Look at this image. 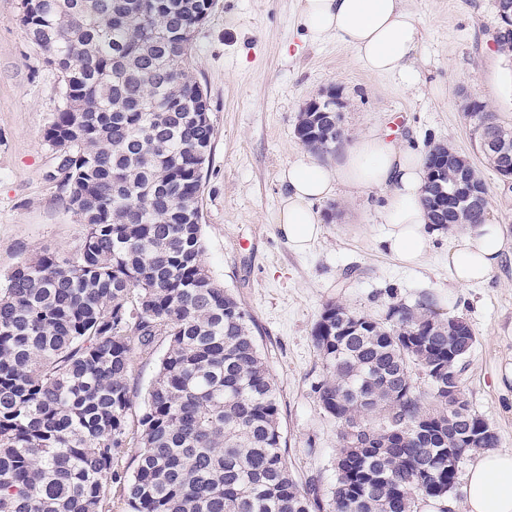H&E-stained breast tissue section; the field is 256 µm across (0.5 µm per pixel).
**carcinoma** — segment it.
Instances as JSON below:
<instances>
[{
  "label": "carcinoma",
  "instance_id": "obj_1",
  "mask_svg": "<svg viewBox=\"0 0 512 512\" xmlns=\"http://www.w3.org/2000/svg\"><path fill=\"white\" fill-rule=\"evenodd\" d=\"M213 0H22L19 23L61 84L43 138L67 155L58 187L85 225L65 257L21 261L0 284V512H421L456 488L485 419L464 398L466 359L424 298L385 318L325 306L312 336L318 404L336 424L335 479L288 471L273 374L254 321L203 261L202 172L213 124L190 68ZM336 100L298 113L308 149L336 150ZM448 209L429 222L476 227L481 181L438 159ZM166 343L129 428L138 357ZM458 398L448 401V387ZM138 448L131 472L116 469Z\"/></svg>",
  "mask_w": 512,
  "mask_h": 512
}]
</instances>
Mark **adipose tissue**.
<instances>
[{
	"label": "adipose tissue",
	"instance_id": "obj_1",
	"mask_svg": "<svg viewBox=\"0 0 512 512\" xmlns=\"http://www.w3.org/2000/svg\"><path fill=\"white\" fill-rule=\"evenodd\" d=\"M304 27L317 42L333 38L352 49L367 70L395 74L414 86L413 62L422 35L403 0H301ZM287 187L277 216L279 228L294 250L305 251L321 233L316 202L345 188L351 192L387 190L381 207L384 243L403 263L427 253L433 232L423 205L427 169L419 151L387 134L359 136L336 157L335 164L305 155L281 172ZM512 253V237L502 225L485 222L462 235L448 253L456 284L487 281ZM465 512H512V451L488 449L478 454L466 474Z\"/></svg>",
	"mask_w": 512,
	"mask_h": 512
}]
</instances>
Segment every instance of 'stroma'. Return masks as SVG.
<instances>
[{
  "mask_svg": "<svg viewBox=\"0 0 512 512\" xmlns=\"http://www.w3.org/2000/svg\"><path fill=\"white\" fill-rule=\"evenodd\" d=\"M422 29L419 83L365 69L330 39L311 41L300 0H214L195 33L193 74L207 90L214 125L203 169L204 262L254 320V334L279 389L290 474L329 487L336 427L313 388L322 375L312 330L326 304L384 318L389 304L429 298L441 316L466 318L476 337L465 397L512 451V383L494 373L512 363V258L480 285L461 287L448 252L462 228L439 230L425 258L407 266L383 245L386 193H338L316 205L322 234L295 252L276 222L279 174L304 155L294 135L307 103L335 92L345 139L372 130L418 151L443 142L470 155L488 190L489 216L512 233V182L474 154L462 105L483 103L512 127V55L499 50L496 0H405ZM21 0H0V280L44 250L66 255L85 228L54 177L42 134L60 103V84L18 22Z\"/></svg>",
  "mask_w": 512,
  "mask_h": 512,
  "instance_id": "stroma-1",
  "label": "stroma"
}]
</instances>
